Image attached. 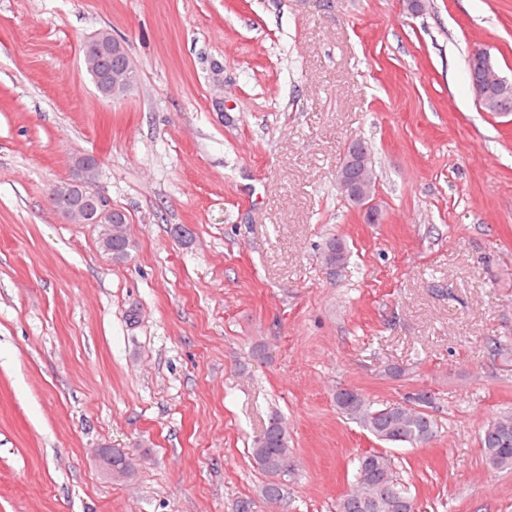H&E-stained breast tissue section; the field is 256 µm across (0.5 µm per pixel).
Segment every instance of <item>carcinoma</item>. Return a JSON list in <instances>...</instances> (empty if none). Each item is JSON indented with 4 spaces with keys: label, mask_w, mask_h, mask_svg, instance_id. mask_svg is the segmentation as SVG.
Segmentation results:
<instances>
[{
    "label": "carcinoma",
    "mask_w": 512,
    "mask_h": 512,
    "mask_svg": "<svg viewBox=\"0 0 512 512\" xmlns=\"http://www.w3.org/2000/svg\"><path fill=\"white\" fill-rule=\"evenodd\" d=\"M104 39L99 50L84 51V65L92 77L109 72L114 67L132 69L129 56L112 57V35L101 31ZM484 107L498 113L512 108V83L493 82L485 90ZM112 249V259L128 258L131 242L126 225L117 224L112 229V242H101ZM432 396L421 392L414 403L386 402L374 405L358 392H336V407L348 419L358 423L377 440L393 445L418 447L429 444L436 437V424L427 408ZM480 446L488 465L497 470H512V410L501 412L488 422L480 434ZM251 459L255 466L268 476L262 496L278 500L284 495L286 477L290 472L291 451L288 432L280 415H274L265 430L252 442ZM126 453L112 449V473L121 476L129 472ZM415 499L410 483L404 481L395 469L394 462L385 453L369 451L357 458L356 478L351 493L336 499L335 512H405V503Z\"/></svg>",
    "instance_id": "1"
}]
</instances>
